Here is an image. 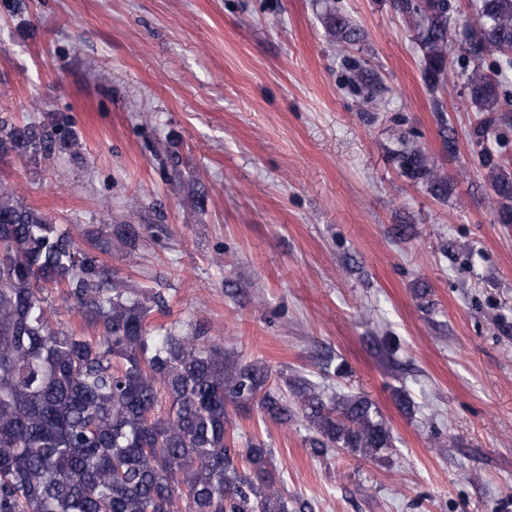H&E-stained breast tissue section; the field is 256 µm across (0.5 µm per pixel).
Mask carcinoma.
<instances>
[{"label": "carcinoma", "instance_id": "carcinoma-1", "mask_svg": "<svg viewBox=\"0 0 512 512\" xmlns=\"http://www.w3.org/2000/svg\"><path fill=\"white\" fill-rule=\"evenodd\" d=\"M423 52L425 80L441 83L447 63L487 50L512 55V0H479L482 24L460 43L449 39L448 0H397ZM339 42L356 33L329 16ZM478 112H499L495 80L466 77ZM60 122L17 125L0 117V154L51 156L64 140ZM404 172L437 196L448 179L421 149L398 153ZM492 189L498 222L512 224V175ZM135 242L150 225L109 224ZM41 211L0 186V512H289L270 450L235 446L232 414L257 411L285 425L297 417L321 453L346 448L374 457L392 448L390 427L360 394L327 395L307 380L291 394L270 384L269 367L242 362L196 326L155 327L164 311L116 286L118 272ZM64 288L81 318L99 329L84 336L48 317L45 291Z\"/></svg>", "mask_w": 512, "mask_h": 512}]
</instances>
